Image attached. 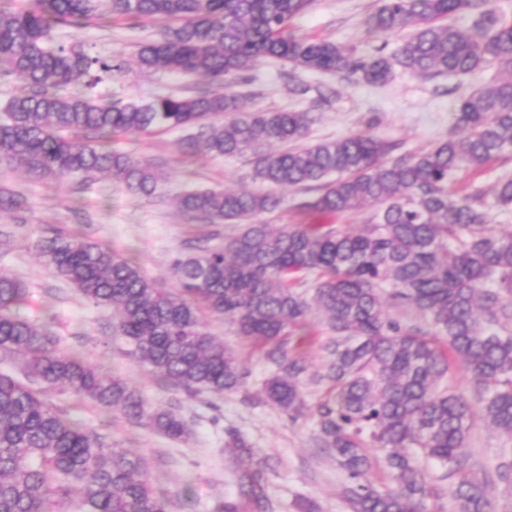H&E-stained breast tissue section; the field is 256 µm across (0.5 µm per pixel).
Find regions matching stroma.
Listing matches in <instances>:
<instances>
[{
  "instance_id": "obj_1",
  "label": "stroma",
  "mask_w": 512,
  "mask_h": 512,
  "mask_svg": "<svg viewBox=\"0 0 512 512\" xmlns=\"http://www.w3.org/2000/svg\"><path fill=\"white\" fill-rule=\"evenodd\" d=\"M381 0H313L292 22L297 34L334 40L368 56L382 47H396L403 37L380 36L365 20ZM70 41L90 53L117 61L132 59L135 41L123 25L74 32ZM486 69L465 77L424 78L399 70L383 85L351 84L336 74L291 70L268 59L245 73L226 76L227 91L241 96L249 111H311L318 121L311 140L335 139L368 132L418 151L445 137L458 100L494 76ZM197 76L174 73H113L98 91L124 100L147 99L159 91L186 94L202 85ZM180 132L114 136L112 146L159 166L162 180L155 196L129 193L121 184L103 179L85 184L77 178L47 181L23 170H1L0 184L19 191L24 213L0 211V273L20 280L28 290L23 313L30 320L52 321L63 350L77 349L92 364L119 376L154 405L169 408L189 424L191 434L173 440L130 423L87 398L56 390L45 399L65 415L80 420L115 448L138 452L146 461L151 484L171 500V512H218L233 494L235 477L224 458V441L236 433L248 441L258 459L269 461L267 494L275 512H296V497L314 501L319 512H350L342 496L345 473L330 456L315 448L316 418L308 414L291 420L276 407L259 400L268 374L261 355L223 319L205 316L207 329L235 352L249 372L246 391L190 397L158 384L150 371L130 358L113 334V312L89 305L67 282L47 269L34 248L36 241L59 233L79 232L111 243L114 251L136 260L144 272L166 287L176 285L172 261L190 245L205 240L223 245L236 234L234 224H189L176 207V197L189 188H228L250 183L255 156L215 158L201 151L182 156L176 149ZM466 451L474 470L485 472L488 492L498 512H512V484L502 482L495 469L512 458V438L475 420Z\"/></svg>"
}]
</instances>
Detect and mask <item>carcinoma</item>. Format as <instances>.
Wrapping results in <instances>:
<instances>
[{
	"instance_id": "cac0c4a2",
	"label": "carcinoma",
	"mask_w": 512,
	"mask_h": 512,
	"mask_svg": "<svg viewBox=\"0 0 512 512\" xmlns=\"http://www.w3.org/2000/svg\"><path fill=\"white\" fill-rule=\"evenodd\" d=\"M312 0H25L0 4V80L20 92L0 103V166L22 164L35 178H108L137 196L155 194L154 163L112 150L118 133L190 131L183 154L199 147L215 157L256 156L251 181L266 189H195L177 196L180 213L205 224H237L224 248L180 254L177 287L149 278L132 259L76 233L39 242L45 265L89 303L117 313L128 353L162 382L188 396L220 395L248 384L238 357L204 326L201 312L235 326L271 368L267 402L292 420L313 409L315 447L350 479L352 512H427L448 498L456 512H497L485 483L463 473L475 413L512 437V225L494 224L484 191L450 192L462 171H479L512 155V18L495 0H384L367 19L386 36L410 37L390 54L362 57L334 41L288 32ZM469 13L478 34L447 23ZM122 22L130 30L160 25L138 43L142 72L204 77L191 95L159 92L147 101L97 96L93 89L121 64L65 44L62 33ZM276 58L295 70L335 73L350 83L385 84L399 67L414 75H498L461 98L448 135L431 148L358 133L309 140L313 112H245L223 90L224 77ZM287 145L268 152L273 145ZM319 190L298 208L312 214L372 215L358 233L333 224L258 220L280 208L272 188ZM495 206L512 208V176L496 184ZM23 208L20 193L0 188V210ZM410 312L400 320L383 300ZM27 292L0 275V353L22 358L25 381L0 373V512H168V498L144 478V458L110 448L94 431L58 412L48 389L88 396L131 423L171 439L188 422L154 407L125 380L81 354L55 348L44 325L21 314ZM317 311L329 336L314 375L327 396L310 407L302 339ZM457 363L474 383L467 399L448 383ZM389 484L366 479L368 449ZM443 472L428 478L417 457ZM224 457L237 492L222 512H271L268 463L231 434Z\"/></svg>"
}]
</instances>
